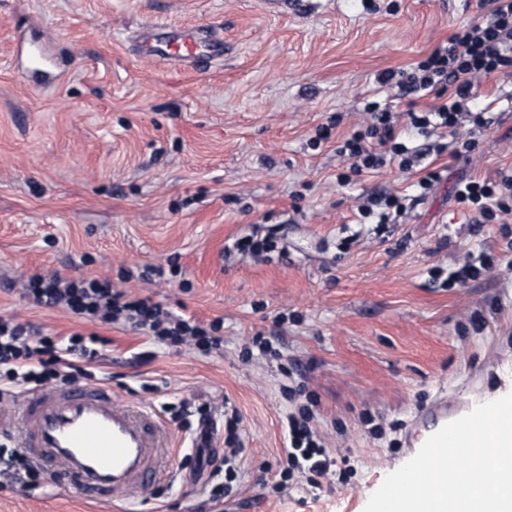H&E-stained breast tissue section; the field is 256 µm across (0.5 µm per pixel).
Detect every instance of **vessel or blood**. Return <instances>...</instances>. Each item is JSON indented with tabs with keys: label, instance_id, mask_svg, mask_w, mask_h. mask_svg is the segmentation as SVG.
I'll return each instance as SVG.
<instances>
[{
	"label": "vessel or blood",
	"instance_id": "vessel-or-blood-1",
	"mask_svg": "<svg viewBox=\"0 0 512 512\" xmlns=\"http://www.w3.org/2000/svg\"><path fill=\"white\" fill-rule=\"evenodd\" d=\"M131 39L139 55L173 68L224 57L223 37L203 25L178 28L156 22L135 30ZM20 55L38 76L40 89L57 83L62 65L46 34L22 39ZM481 402L474 395L452 408L438 402L422 409L407 435L409 453H417L432 434ZM16 404V412L0 411V435L15 438L55 487L119 501L170 476L176 448L167 422L145 403L118 400L108 385L88 382L25 392Z\"/></svg>",
	"mask_w": 512,
	"mask_h": 512
}]
</instances>
